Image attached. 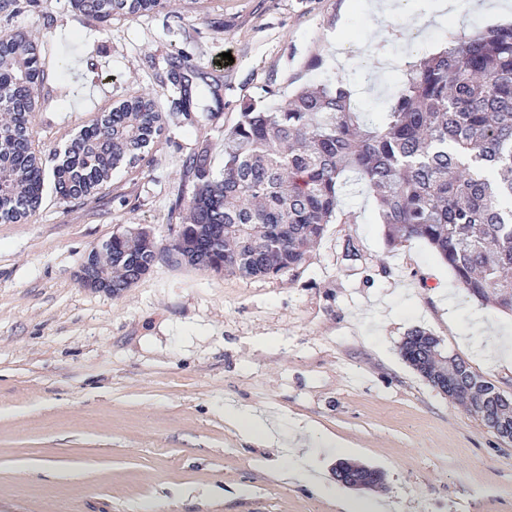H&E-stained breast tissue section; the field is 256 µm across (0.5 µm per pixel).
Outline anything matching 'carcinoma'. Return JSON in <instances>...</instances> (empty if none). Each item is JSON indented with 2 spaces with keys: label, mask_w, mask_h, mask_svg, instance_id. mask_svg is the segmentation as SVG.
<instances>
[{
  "label": "carcinoma",
  "mask_w": 512,
  "mask_h": 512,
  "mask_svg": "<svg viewBox=\"0 0 512 512\" xmlns=\"http://www.w3.org/2000/svg\"><path fill=\"white\" fill-rule=\"evenodd\" d=\"M167 0H69L108 24ZM45 71L37 32L0 39V222L40 209L47 191L90 199L114 172L143 159L164 119L149 92L89 121L47 166L30 127ZM180 116L193 77L172 72ZM211 147L194 153L195 185L186 229L167 250L185 263L242 278L299 268L327 224L350 215L340 197L355 179L376 195L388 247L417 238L448 264L468 296L512 310V25L489 28L401 69L397 98L381 124L366 120L343 84L327 78L283 104L243 105L224 130V169L210 168ZM153 258L145 237L125 231L96 256L94 277L118 294L134 265ZM432 333L415 328L400 352L436 372Z\"/></svg>",
  "instance_id": "cac0c4a2"
}]
</instances>
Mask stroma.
<instances>
[{"label":"stroma","mask_w":512,"mask_h":512,"mask_svg":"<svg viewBox=\"0 0 512 512\" xmlns=\"http://www.w3.org/2000/svg\"><path fill=\"white\" fill-rule=\"evenodd\" d=\"M371 26L364 0H171L108 24L67 0H18L0 38L39 29L45 79L35 142L53 159L85 123L140 91L173 111L171 55L200 72L192 117L169 123L143 160L97 198L46 194L28 221L0 223V503L11 512H342L357 490L343 460L382 471L397 512H512V442L426 383L400 354L430 331L512 394L494 360L512 312L468 297L425 241H385L365 185L342 200L296 271L245 279L158 261L121 295L84 287L86 253L139 225L168 243L212 146L252 100L282 104L333 78L371 121L394 102L397 64L494 26ZM377 44L373 55L366 42ZM231 53L224 62L223 53ZM218 117H210L211 109ZM280 417L279 438L309 428L316 487L284 477L283 451L245 438L225 406ZM340 440L330 446L328 437Z\"/></svg>","instance_id":"stroma-1"}]
</instances>
